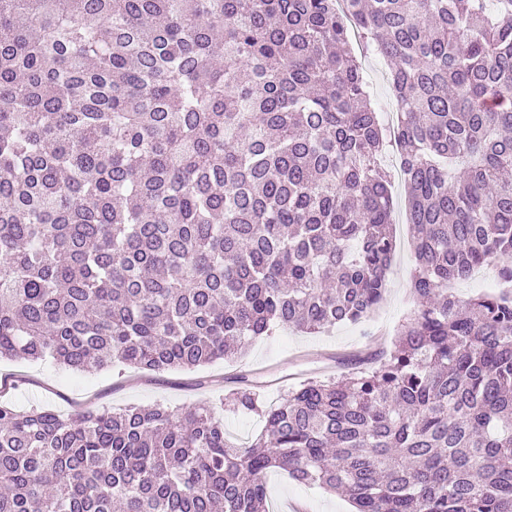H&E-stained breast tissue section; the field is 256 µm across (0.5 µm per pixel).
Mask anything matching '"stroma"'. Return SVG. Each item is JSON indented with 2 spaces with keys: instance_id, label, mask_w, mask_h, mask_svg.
Listing matches in <instances>:
<instances>
[{
  "instance_id": "stroma-1",
  "label": "stroma",
  "mask_w": 512,
  "mask_h": 512,
  "mask_svg": "<svg viewBox=\"0 0 512 512\" xmlns=\"http://www.w3.org/2000/svg\"><path fill=\"white\" fill-rule=\"evenodd\" d=\"M369 86L371 105L382 125H390L397 99L390 85L391 65L361 42H354ZM384 163L392 174L395 202L393 222L398 248L383 302L360 323L339 325L308 334L279 327L256 339L230 360L219 359L196 369H171L161 373L117 365L74 371L52 359L0 360V402L26 410L32 407L58 414L85 409L119 410L129 406L163 405L188 410L212 406L233 440L247 441L264 427L261 416L232 411L228 396L242 383L260 391L268 404L280 403L288 391L310 380H327L341 374V360L355 356L380 357L389 351L400 324L413 307L411 274L415 265L406 223L407 187L400 176L396 148H387ZM265 485L272 505L293 504L301 512H352L347 498L315 485L291 480L287 472L269 471Z\"/></svg>"
}]
</instances>
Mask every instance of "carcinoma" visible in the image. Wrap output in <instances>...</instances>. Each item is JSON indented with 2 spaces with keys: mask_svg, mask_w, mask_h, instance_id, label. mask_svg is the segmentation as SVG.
I'll return each mask as SVG.
<instances>
[{
  "mask_svg": "<svg viewBox=\"0 0 512 512\" xmlns=\"http://www.w3.org/2000/svg\"><path fill=\"white\" fill-rule=\"evenodd\" d=\"M391 144L415 307L379 367L238 389L240 445L206 405L0 402V512H269L271 468L355 512H512V0H0V358L163 372L360 322ZM352 44L355 55L365 72L372 108L377 112L381 124L388 126L395 118L397 111V99L389 80L390 62L371 48H367L359 41L358 36L353 37ZM486 268L492 269L497 276V272H496L495 268H493V267H486ZM490 269L480 270L481 274L476 273V274H474L475 276L473 275L472 278L467 281L454 283L451 286L450 290L461 298L473 297V296H477V295H481V294H484L487 292L497 290L498 288L488 289V288H485V286H484V283L486 281H491V282H495L498 284V282L494 276V272Z\"/></svg>",
  "mask_w": 512,
  "mask_h": 512,
  "instance_id": "carcinoma-1",
  "label": "carcinoma"
}]
</instances>
